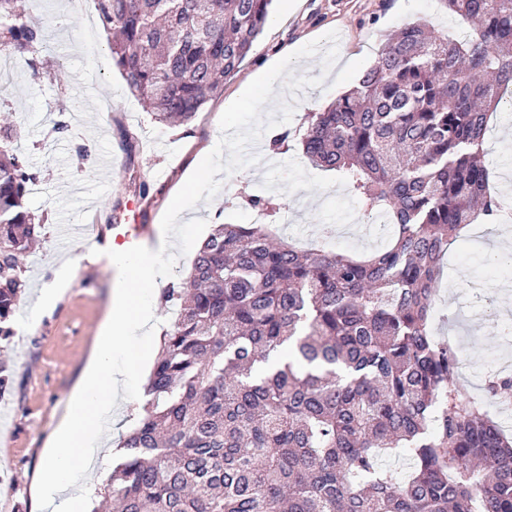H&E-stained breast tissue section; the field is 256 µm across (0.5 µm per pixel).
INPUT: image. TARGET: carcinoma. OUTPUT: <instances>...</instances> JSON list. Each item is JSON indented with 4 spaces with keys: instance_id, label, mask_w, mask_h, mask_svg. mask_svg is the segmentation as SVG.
<instances>
[{
    "instance_id": "obj_1",
    "label": "carcinoma",
    "mask_w": 512,
    "mask_h": 512,
    "mask_svg": "<svg viewBox=\"0 0 512 512\" xmlns=\"http://www.w3.org/2000/svg\"><path fill=\"white\" fill-rule=\"evenodd\" d=\"M473 24L421 22L299 138L392 235L364 259L276 240L267 224H215L187 276L163 289L150 399L116 444L114 512H512V438L456 377L435 335L441 262L459 230L506 208L484 163L492 106L512 89V0H443ZM272 0H97L115 66L155 121L189 124L224 92ZM44 21L0 53L40 52ZM37 180L0 126V340L15 335L24 257L43 221ZM486 394L512 395V376ZM407 452L402 479L382 453Z\"/></svg>"
}]
</instances>
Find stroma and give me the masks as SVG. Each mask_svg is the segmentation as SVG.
Returning <instances> with one entry per match:
<instances>
[{
	"instance_id": "1",
	"label": "stroma",
	"mask_w": 512,
	"mask_h": 512,
	"mask_svg": "<svg viewBox=\"0 0 512 512\" xmlns=\"http://www.w3.org/2000/svg\"><path fill=\"white\" fill-rule=\"evenodd\" d=\"M26 11L44 19L45 47L35 67L21 61L12 68L10 91L0 97V118L14 121L21 150L39 172L27 202L45 224L39 250L26 259L19 315L51 282L59 261L71 262L74 280L38 323H17L15 335L0 341L12 380L0 396V512H41L38 476L49 438L108 309L109 279L98 259L110 249L111 224L139 220L144 244L156 246L157 220L194 161L208 154L215 170L197 183L178 220L189 240L160 258L168 279L185 276L195 241L212 224L252 223L253 195L269 200L266 221L288 243L352 256L383 247L387 233L369 232L359 202L335 173L311 166L296 143L269 154L267 140L351 88L394 30L415 21L455 36L468 28L443 0H275L272 19L225 81L223 95L191 124L172 129L155 122L128 90L105 46L94 0H84L77 13L69 0H26ZM291 55L302 56L303 66L286 72L280 104L268 109L262 92L251 89L253 77ZM35 69L40 78L32 77ZM61 116L71 131L55 141L48 132ZM486 142L491 188L512 196V101H501L491 116ZM79 144L89 148L90 161H78ZM105 156L111 166H102ZM87 222L98 225L102 244L75 243L62 233ZM499 253L496 236L474 225L450 246L438 285L439 332L458 351V377L477 395L489 375H512V332L505 327L512 320V270L488 262Z\"/></svg>"
}]
</instances>
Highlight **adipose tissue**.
Listing matches in <instances>:
<instances>
[{
	"mask_svg": "<svg viewBox=\"0 0 512 512\" xmlns=\"http://www.w3.org/2000/svg\"><path fill=\"white\" fill-rule=\"evenodd\" d=\"M155 257L152 250L112 248L107 267L123 270V281L94 338L83 380L55 429L54 449L39 480L44 512H84L83 497L72 490L84 482L111 432L109 421L117 397L141 386V366L152 353L145 337L160 321L157 304L145 289L159 273Z\"/></svg>",
	"mask_w": 512,
	"mask_h": 512,
	"instance_id": "adipose-tissue-1",
	"label": "adipose tissue"
}]
</instances>
